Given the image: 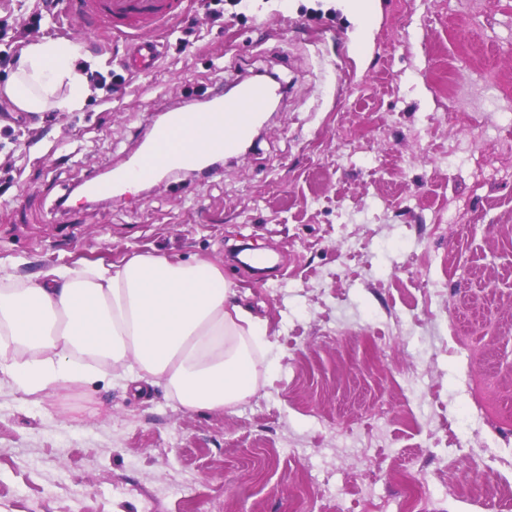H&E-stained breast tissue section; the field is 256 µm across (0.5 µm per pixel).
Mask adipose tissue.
Returning <instances> with one entry per match:
<instances>
[{"label": "adipose tissue", "instance_id": "ef3b65f1", "mask_svg": "<svg viewBox=\"0 0 512 512\" xmlns=\"http://www.w3.org/2000/svg\"><path fill=\"white\" fill-rule=\"evenodd\" d=\"M82 58L66 40L31 43L0 95L24 112L78 110ZM235 296L219 265L151 253L24 281L0 271V374L38 397L128 373L181 409L220 413L256 392L271 349L265 322Z\"/></svg>", "mask_w": 512, "mask_h": 512}]
</instances>
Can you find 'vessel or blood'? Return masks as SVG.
Here are the masks:
<instances>
[{"instance_id": "1", "label": "vessel or blood", "mask_w": 512, "mask_h": 512, "mask_svg": "<svg viewBox=\"0 0 512 512\" xmlns=\"http://www.w3.org/2000/svg\"><path fill=\"white\" fill-rule=\"evenodd\" d=\"M184 0H79L78 8L92 25L105 26L119 37L130 39L125 57L127 71L141 74L155 68L158 44L143 39L146 30H155L181 17ZM278 92L268 82L241 84L236 97L215 94L201 112L170 111L151 140L124 169L111 176H90L85 191L91 196H114L132 178L156 177L164 168L202 165L212 154L230 153L251 133Z\"/></svg>"}]
</instances>
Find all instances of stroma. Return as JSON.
Returning a JSON list of instances; mask_svg holds the SVG:
<instances>
[{
    "instance_id": "35a3bbf8",
    "label": "stroma",
    "mask_w": 512,
    "mask_h": 512,
    "mask_svg": "<svg viewBox=\"0 0 512 512\" xmlns=\"http://www.w3.org/2000/svg\"><path fill=\"white\" fill-rule=\"evenodd\" d=\"M190 0L131 75L123 39L58 0H0V86L30 42L82 45L81 109L0 97V266L137 253L208 260L265 319L274 368L245 403L185 412L163 387L106 378L41 401L0 375V512H512V430L457 437L469 373L512 410V164L448 162L464 129L512 113V0ZM287 87L263 131L209 174L82 202L160 112H194L241 75ZM460 220L449 226V210ZM267 254L265 283L234 258Z\"/></svg>"
}]
</instances>
